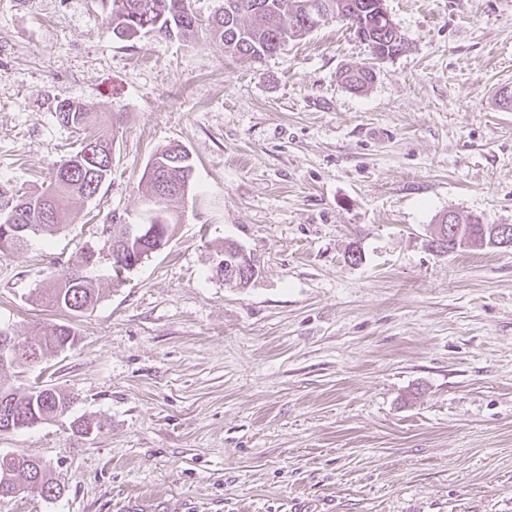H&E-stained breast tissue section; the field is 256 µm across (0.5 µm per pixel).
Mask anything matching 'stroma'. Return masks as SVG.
I'll return each instance as SVG.
<instances>
[{"instance_id":"obj_1","label":"stroma","mask_w":512,"mask_h":512,"mask_svg":"<svg viewBox=\"0 0 512 512\" xmlns=\"http://www.w3.org/2000/svg\"><path fill=\"white\" fill-rule=\"evenodd\" d=\"M386 7L390 59L330 21L248 64L203 34L112 38L108 0H0V193L77 149L58 101L114 123L111 184L0 257V328L62 322L28 295L77 264L84 215L144 222L152 154L194 161L169 246L116 286L99 266L75 344L0 369L74 399L0 432L66 485L0 512H512V249L428 244L451 211L512 224V0ZM367 64V89L340 82ZM228 239L248 287L215 271ZM84 416L103 430L75 434ZM233 263L226 269V278L230 282H234L236 277H249L256 270V261L241 245L238 246Z\"/></svg>"}]
</instances>
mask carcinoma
I'll return each instance as SVG.
<instances>
[{
	"mask_svg": "<svg viewBox=\"0 0 512 512\" xmlns=\"http://www.w3.org/2000/svg\"><path fill=\"white\" fill-rule=\"evenodd\" d=\"M110 11L106 17L105 30L117 36L127 34L131 41L141 34L154 32L165 38L188 37L198 33L199 20L191 9V0H109ZM319 5L322 13L330 19L340 13L360 41L370 49L372 58L384 60L403 50L404 38L399 33L384 30L371 12L369 0H224L222 6L209 19L205 27L210 38L224 49V53L242 61L255 62L279 51L288 41L298 40L310 34L313 27L306 25L309 3ZM370 67H347L339 78L350 90L361 91L371 83ZM58 120L84 137L79 149L68 158L54 165L49 184L33 192L16 194L0 199V210L6 209L0 228L14 225L9 235L0 233V254L20 253L28 248L30 241L38 235H52L61 227V215L73 200L88 202L96 197L101 188L112 181V139L98 133L94 127L92 113L83 106L62 100L55 106ZM94 146L99 154V166L89 167L84 163L83 153ZM180 166L193 168L189 153L182 147L171 146L156 151L148 161L143 180L146 196L158 190L156 173H165L170 180L182 183V190L167 195L158 211L147 223L161 226L162 232L153 240L142 241L127 237L129 225L115 223L109 218L113 231L109 237L122 239V256L112 262L115 275L127 271V257L149 258L167 247L175 233L172 224L170 203L185 199L190 189L184 173L175 169ZM463 234L476 243L483 241V227L479 218L464 220ZM100 260L96 243L88 242L81 251V260L73 268L61 269L52 276L47 288H36L30 298L61 314L75 317L93 308L100 299V288L90 275ZM76 334L67 324L41 327L32 337L21 338L23 343L36 346L34 361L40 362L73 345ZM72 398L55 387L45 393L40 386H32L24 392L0 385V421L2 411L8 409L13 418L22 422L30 415L38 414L52 421L67 413ZM33 457L24 453L13 454L11 466L15 478L28 485L30 493L56 499L65 491V482L48 471L40 472L31 464Z\"/></svg>",
	"mask_w": 512,
	"mask_h": 512,
	"instance_id": "obj_1",
	"label": "carcinoma"
}]
</instances>
